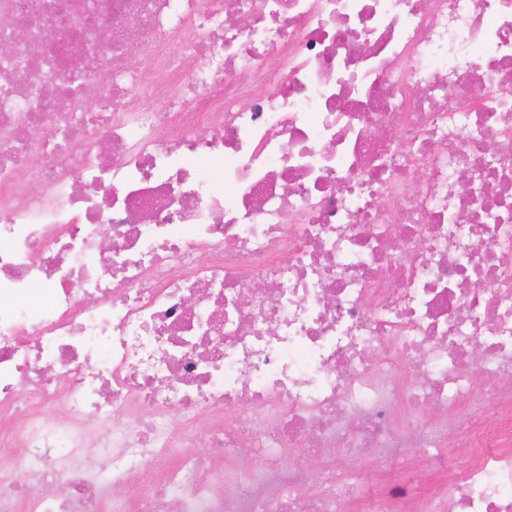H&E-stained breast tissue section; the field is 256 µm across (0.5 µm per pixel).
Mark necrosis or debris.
<instances>
[{
    "mask_svg": "<svg viewBox=\"0 0 512 512\" xmlns=\"http://www.w3.org/2000/svg\"><path fill=\"white\" fill-rule=\"evenodd\" d=\"M0 43V512H512V0H0Z\"/></svg>",
    "mask_w": 512,
    "mask_h": 512,
    "instance_id": "necrosis-or-debris-1",
    "label": "necrosis or debris"
}]
</instances>
